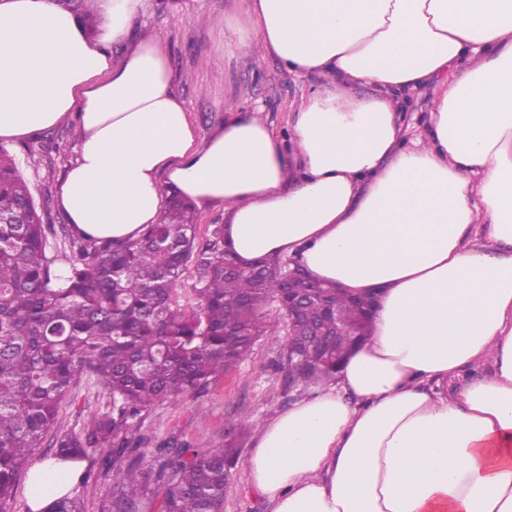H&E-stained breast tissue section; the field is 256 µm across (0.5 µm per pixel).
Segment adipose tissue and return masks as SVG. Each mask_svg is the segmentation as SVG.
I'll return each instance as SVG.
<instances>
[{"mask_svg":"<svg viewBox=\"0 0 512 512\" xmlns=\"http://www.w3.org/2000/svg\"><path fill=\"white\" fill-rule=\"evenodd\" d=\"M145 3L93 0L92 39L58 0H0V142L77 114L56 204L84 234L137 240L167 188L223 208L242 263L374 298L335 385L257 434L270 512H512V0H243L225 45L314 78L284 140L255 108L199 137ZM76 469L36 467L32 512ZM431 95L430 89H419L411 98L408 111L402 113L401 123L409 137L420 135L423 132L425 114Z\"/></svg>","mask_w":512,"mask_h":512,"instance_id":"adipose-tissue-1","label":"adipose tissue"}]
</instances>
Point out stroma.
<instances>
[{
	"mask_svg": "<svg viewBox=\"0 0 512 512\" xmlns=\"http://www.w3.org/2000/svg\"><path fill=\"white\" fill-rule=\"evenodd\" d=\"M235 12L234 0H146V9L136 24L163 37L180 76L177 91L201 136L218 130L228 110L258 107L275 134L287 137L291 104L309 82L289 74L275 59L225 47L224 19ZM78 136V121L70 116L54 128L9 146L51 224L67 221L55 198L67 166L76 157ZM266 314L268 332L257 341L247 360L199 395L151 404L129 430L141 466L153 469L157 466L155 448L161 440L218 448L227 440L226 421L249 415L251 426L240 442L241 455L235 479L225 492L224 512H269L266 501L251 486L247 466L255 437L267 420L316 391L308 384L285 385L279 364L286 327L275 305H268ZM111 409V395L94 378L80 375L60 408L55 429L62 433L80 431L92 418ZM82 468L89 476L72 485L71 495L83 501L85 512H107L111 464L97 453L83 459Z\"/></svg>",
	"mask_w": 512,
	"mask_h": 512,
	"instance_id": "obj_1",
	"label": "stroma"
}]
</instances>
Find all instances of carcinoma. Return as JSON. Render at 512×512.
<instances>
[{
	"instance_id": "cac0c4a2",
	"label": "carcinoma",
	"mask_w": 512,
	"mask_h": 512,
	"mask_svg": "<svg viewBox=\"0 0 512 512\" xmlns=\"http://www.w3.org/2000/svg\"><path fill=\"white\" fill-rule=\"evenodd\" d=\"M68 238L69 251L50 255L48 237ZM224 225L196 235L195 209L173 195L159 222L131 243L94 239L66 224L44 222L15 158L0 145V512L12 505L26 460L79 461L108 449L116 470L108 512H224L230 467L245 416L227 421L222 448L176 442L157 447L159 465L123 463L132 452L128 429L150 404L205 390L252 354L267 334L264 310L284 290L288 264L268 261L260 273L224 270ZM194 269L195 306L176 307L187 264ZM330 301L353 324L370 299L330 289ZM349 338L326 337L303 353L314 384L336 380ZM97 378L112 396V413L78 432L51 434L77 377ZM44 512H85L64 495Z\"/></svg>"
}]
</instances>
